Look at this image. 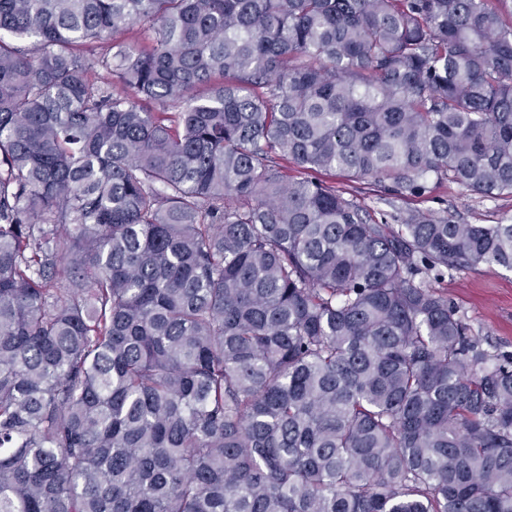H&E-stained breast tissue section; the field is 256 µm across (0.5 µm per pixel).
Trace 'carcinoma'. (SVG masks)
Listing matches in <instances>:
<instances>
[{"mask_svg": "<svg viewBox=\"0 0 512 512\" xmlns=\"http://www.w3.org/2000/svg\"><path fill=\"white\" fill-rule=\"evenodd\" d=\"M317 171L512 195V0H0V512H512V224ZM313 176L327 183H333L336 188L346 192L344 196L348 199L367 205L371 208L374 219L387 224H401L400 217L408 209L448 215L460 223L467 224L512 223V196L510 195L483 197L450 181L443 183L431 181L427 191L420 197L401 199L374 185L371 180L349 182L338 173L336 176L333 173H318ZM438 286L458 308L471 333L512 353V271L500 267L448 271Z\"/></svg>", "mask_w": 512, "mask_h": 512, "instance_id": "carcinoma-1", "label": "carcinoma"}]
</instances>
